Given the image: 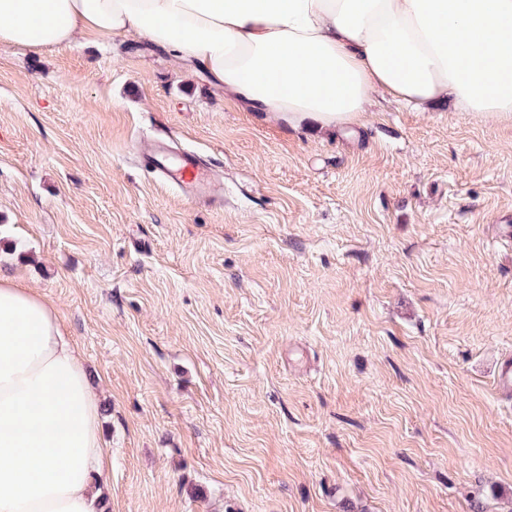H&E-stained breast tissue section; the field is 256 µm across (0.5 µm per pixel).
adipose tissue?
<instances>
[{
  "label": "adipose tissue",
  "instance_id": "obj_1",
  "mask_svg": "<svg viewBox=\"0 0 512 512\" xmlns=\"http://www.w3.org/2000/svg\"><path fill=\"white\" fill-rule=\"evenodd\" d=\"M131 33L295 128H348L375 93L512 122V0H0V44ZM106 454L55 308L0 276V512H98Z\"/></svg>",
  "mask_w": 512,
  "mask_h": 512
}]
</instances>
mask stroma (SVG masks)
Returning a JSON list of instances; mask_svg holds the SVG:
<instances>
[{"label": "stroma", "instance_id": "1", "mask_svg": "<svg viewBox=\"0 0 512 512\" xmlns=\"http://www.w3.org/2000/svg\"><path fill=\"white\" fill-rule=\"evenodd\" d=\"M501 224L512 122L378 95L333 135L134 34L0 45V272L82 353L107 512H512ZM143 166L161 173L175 184L189 199L213 203V163L210 159L190 150L174 152L165 142H156L143 154Z\"/></svg>", "mask_w": 512, "mask_h": 512}]
</instances>
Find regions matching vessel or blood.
Returning <instances> with one entry per match:
<instances>
[{
    "label": "vessel or blood",
    "mask_w": 512,
    "mask_h": 512,
    "mask_svg": "<svg viewBox=\"0 0 512 512\" xmlns=\"http://www.w3.org/2000/svg\"><path fill=\"white\" fill-rule=\"evenodd\" d=\"M143 165L151 172L161 173L189 199L214 202L210 159L190 150L176 152L167 143L157 142L144 153Z\"/></svg>",
    "instance_id": "b4317fda"
}]
</instances>
